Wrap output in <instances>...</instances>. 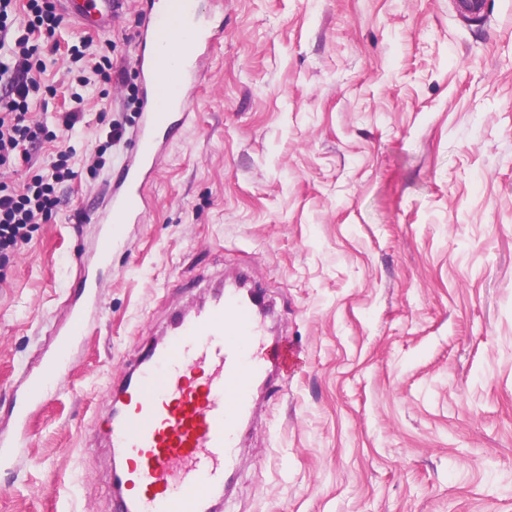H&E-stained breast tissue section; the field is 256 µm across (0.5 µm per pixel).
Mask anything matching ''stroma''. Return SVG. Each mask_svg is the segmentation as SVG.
<instances>
[{
  "mask_svg": "<svg viewBox=\"0 0 512 512\" xmlns=\"http://www.w3.org/2000/svg\"><path fill=\"white\" fill-rule=\"evenodd\" d=\"M151 2L93 36L64 20L43 54L51 90L31 108L50 135L7 182L62 152L75 177L0 272V432L80 297L77 261L134 149ZM458 3L197 0L224 33L139 223L97 269L102 312L0 463V512H115L109 385L240 270L297 360L239 434L222 512H512V0L475 20ZM86 37L124 81L81 85L68 49Z\"/></svg>",
  "mask_w": 512,
  "mask_h": 512,
  "instance_id": "stroma-1",
  "label": "stroma"
}]
</instances>
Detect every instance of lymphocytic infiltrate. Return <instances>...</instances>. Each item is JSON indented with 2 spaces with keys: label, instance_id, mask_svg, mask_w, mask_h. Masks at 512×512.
<instances>
[{
  "label": "lymphocytic infiltrate",
  "instance_id": "obj_1",
  "mask_svg": "<svg viewBox=\"0 0 512 512\" xmlns=\"http://www.w3.org/2000/svg\"><path fill=\"white\" fill-rule=\"evenodd\" d=\"M24 11V26L14 16ZM63 21L53 0H0V173L17 160H31L47 135L46 124L32 115L31 100L42 90L41 54L55 44ZM73 175L66 155H59L48 175L36 176L18 191L0 180V269L28 242L32 225L46 223L61 203L56 184Z\"/></svg>",
  "mask_w": 512,
  "mask_h": 512
}]
</instances>
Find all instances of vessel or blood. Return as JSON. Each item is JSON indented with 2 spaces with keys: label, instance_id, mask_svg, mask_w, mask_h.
Returning a JSON list of instances; mask_svg holds the SVG:
<instances>
[{
  "label": "vessel or blood",
  "instance_id": "vessel-or-blood-1",
  "mask_svg": "<svg viewBox=\"0 0 512 512\" xmlns=\"http://www.w3.org/2000/svg\"><path fill=\"white\" fill-rule=\"evenodd\" d=\"M60 12L89 32L112 26L118 0H55ZM149 14L138 37L142 122L135 153L110 184L111 207L99 217L97 254L121 244V227L136 223L142 191L161 149L188 118L178 85L203 77L201 65L216 35L201 21L194 0H167ZM191 55L180 57L178 37ZM82 301L57 326L56 351L45 369L23 385L13 436L0 435V458L31 440L29 413L48 394L49 380L67 369V358L103 298L91 262H80ZM291 365L287 344L269 342L251 301L216 295L196 311L174 318L167 340L135 364L117 389V410L104 431L114 457L113 496L119 512H216L224 477L236 465L240 421L253 410L255 381Z\"/></svg>",
  "mask_w": 512,
  "mask_h": 512
}]
</instances>
